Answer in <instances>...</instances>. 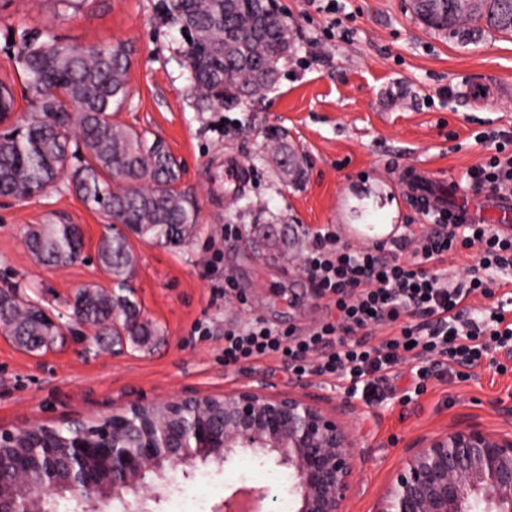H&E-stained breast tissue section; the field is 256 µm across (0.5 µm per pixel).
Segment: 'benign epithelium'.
Instances as JSON below:
<instances>
[{
    "instance_id": "7a95c632",
    "label": "benign epithelium",
    "mask_w": 512,
    "mask_h": 512,
    "mask_svg": "<svg viewBox=\"0 0 512 512\" xmlns=\"http://www.w3.org/2000/svg\"><path fill=\"white\" fill-rule=\"evenodd\" d=\"M161 447L148 439L122 448L112 442L109 497L124 503L132 492L145 504L147 475L159 469L206 463L209 454L226 465L241 456L274 462L288 472L293 512H345L362 455L337 414L315 400L291 393H268L266 386H243L224 394V428L198 424L168 432ZM70 482L92 484L84 465L93 449L74 438ZM512 512V436L478 425L451 428L424 438L406 451L401 466L373 512Z\"/></svg>"
}]
</instances>
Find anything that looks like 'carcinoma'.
I'll return each instance as SVG.
<instances>
[{"label": "carcinoma", "mask_w": 512, "mask_h": 512, "mask_svg": "<svg viewBox=\"0 0 512 512\" xmlns=\"http://www.w3.org/2000/svg\"><path fill=\"white\" fill-rule=\"evenodd\" d=\"M168 18L190 37L185 62L199 112L231 109L261 97L279 78V64L294 50L292 33L280 17L269 15L267 0H164ZM414 13L428 27L468 40L485 31L512 33V0H412ZM132 50L123 41L103 46L64 42L46 31L25 30L15 62L29 97L30 110L0 133V197L28 201L57 188L69 174L85 205L112 224L162 246H180L198 230L197 208L179 188L180 163L147 132L120 124L113 115L127 103ZM274 163L299 180L303 169L295 154L281 146ZM83 234L76 224H43L28 231L33 258L49 267L78 261ZM99 260L118 290L81 288L73 316L97 328L115 344L144 346L154 331L140 321L122 294L136 257L123 232L101 240ZM0 327L28 353L52 345L62 330L37 314L34 303L16 291H0ZM212 427L224 421V405L212 397L194 412ZM123 434L132 442L143 428L161 436L180 416L166 407L130 414ZM91 425L32 426L17 430L13 444L0 447V480L15 475V462L57 448L63 469L72 438Z\"/></svg>", "instance_id": "1"}]
</instances>
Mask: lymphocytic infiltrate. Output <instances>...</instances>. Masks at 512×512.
Wrapping results in <instances>:
<instances>
[{"label": "lymphocytic infiltrate", "instance_id": "f902f5d3", "mask_svg": "<svg viewBox=\"0 0 512 512\" xmlns=\"http://www.w3.org/2000/svg\"><path fill=\"white\" fill-rule=\"evenodd\" d=\"M475 140L490 153L468 169L470 187L512 195V136L489 129ZM427 221L419 240L402 235L359 249L343 244L333 227L316 231L304 269L319 294L332 301L335 318L294 339L258 319L225 331V365L278 359L298 377L347 382L349 394L372 403L410 354L419 360L416 375L423 380L431 376L435 357L469 368L497 351L511 359L512 321L504 320L503 304L478 318L465 302L475 294L495 297V274L512 272V232L456 223L439 213ZM462 249L476 255L463 277L449 280L436 266ZM377 325L392 334L374 344L370 331Z\"/></svg>", "mask_w": 512, "mask_h": 512}]
</instances>
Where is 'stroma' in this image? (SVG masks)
Masks as SVG:
<instances>
[{
	"label": "stroma",
	"instance_id": "obj_1",
	"mask_svg": "<svg viewBox=\"0 0 512 512\" xmlns=\"http://www.w3.org/2000/svg\"><path fill=\"white\" fill-rule=\"evenodd\" d=\"M294 42L274 90L232 109L198 112L191 106L186 41L168 20L163 0H0V80L13 84L15 114L28 108L14 62L13 36L50 31L84 45L117 40L134 50L130 96L117 121L160 138L183 168L180 188L199 210V232L179 247L135 238L130 285L142 321L158 332L145 349L121 351L69 334L77 290L114 282L98 260L108 224L64 189L26 202L0 198V289L18 288L51 311L65 334L33 355L0 333V428L15 430L73 420L95 422L135 401L153 403L185 394L222 397L251 380L271 391L304 394L329 412L350 406L343 419L364 456L346 512H373L376 500L416 439L477 424L512 435V370L488 364L460 380L453 363L435 368L422 394L414 392L415 362L406 360L367 404L345 382L297 377L283 362L261 359L224 364V331L260 319L300 335L335 315L302 269L311 235L339 224L392 222L420 234L426 219L396 183L400 169L419 164L445 189L448 202L475 199L466 170L482 161L478 131L512 134V35L487 33L460 42L427 28L410 0H340L339 25L316 0H275ZM482 90L463 95V84ZM303 161L293 183L271 161L279 145ZM245 177L252 202L242 209L228 191L226 164ZM79 225L83 259L47 268L30 255L28 228L56 222ZM239 225L228 240L224 227ZM236 297L224 298L225 282ZM284 475L274 463L245 457L219 468L198 466L160 488L149 512H224V499L252 486L269 492L262 512H283Z\"/></svg>",
	"mask_w": 512,
	"mask_h": 512
}]
</instances>
